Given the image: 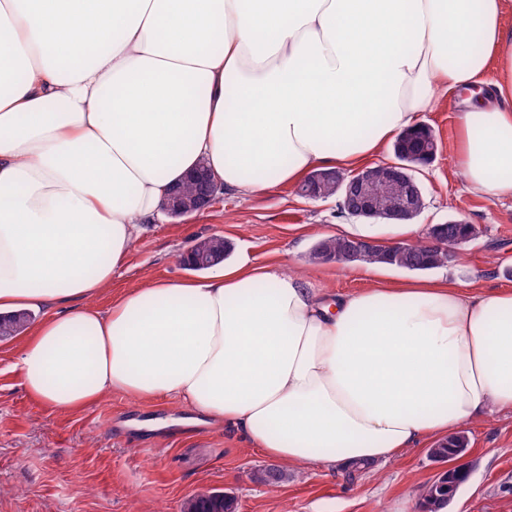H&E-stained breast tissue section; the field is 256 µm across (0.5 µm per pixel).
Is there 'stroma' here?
I'll return each mask as SVG.
<instances>
[{"label":"stroma","mask_w":512,"mask_h":512,"mask_svg":"<svg viewBox=\"0 0 512 512\" xmlns=\"http://www.w3.org/2000/svg\"><path fill=\"white\" fill-rule=\"evenodd\" d=\"M422 121L439 150L415 172L426 202L418 224L462 216L480 229L459 247L454 265L431 270V277L512 289V199L468 191L455 167L457 118L444 92ZM339 222L335 198H301L288 183L221 194L208 211L140 225L109 293L95 304L105 311L113 295L147 281L193 277L182 256L213 235L232 243L231 261L245 257L307 276L330 298L371 287L358 265L309 260ZM22 341H0V512H182L186 499L212 492L234 496L236 512H422L421 488L446 468L422 447L365 468H292L287 481L267 486L253 475L274 459L227 427L186 424V411L170 398L139 401L112 392L75 413L33 399L14 368ZM462 431L469 445L456 464L469 479L448 512H512V415L494 412Z\"/></svg>","instance_id":"35a3bbf8"}]
</instances>
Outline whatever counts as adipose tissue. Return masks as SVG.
Returning a JSON list of instances; mask_svg holds the SVG:
<instances>
[{
    "instance_id": "1",
    "label": "adipose tissue",
    "mask_w": 512,
    "mask_h": 512,
    "mask_svg": "<svg viewBox=\"0 0 512 512\" xmlns=\"http://www.w3.org/2000/svg\"><path fill=\"white\" fill-rule=\"evenodd\" d=\"M512 0H0V312L62 412L174 398L293 467L388 462L512 412V290L327 301L241 260L96 298L186 173L252 194L352 168L456 100L470 193L512 199Z\"/></svg>"
}]
</instances>
